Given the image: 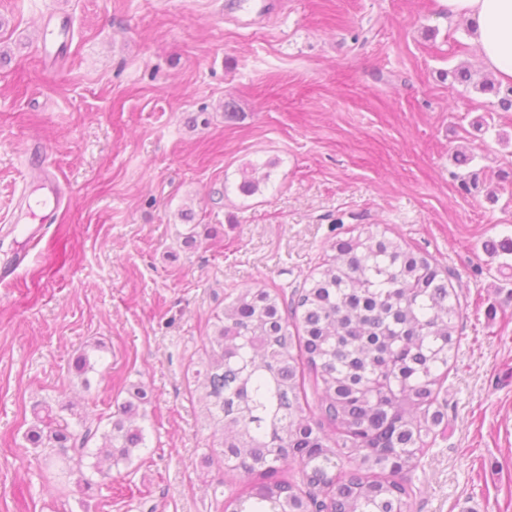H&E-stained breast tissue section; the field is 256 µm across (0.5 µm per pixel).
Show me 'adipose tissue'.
Returning a JSON list of instances; mask_svg holds the SVG:
<instances>
[{
  "instance_id": "ef3b65f1",
  "label": "adipose tissue",
  "mask_w": 512,
  "mask_h": 512,
  "mask_svg": "<svg viewBox=\"0 0 512 512\" xmlns=\"http://www.w3.org/2000/svg\"><path fill=\"white\" fill-rule=\"evenodd\" d=\"M449 18L467 19L485 69L512 83V0H440Z\"/></svg>"
}]
</instances>
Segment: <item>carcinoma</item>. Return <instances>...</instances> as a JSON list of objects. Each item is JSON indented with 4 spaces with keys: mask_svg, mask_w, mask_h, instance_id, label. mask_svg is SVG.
Wrapping results in <instances>:
<instances>
[{
    "mask_svg": "<svg viewBox=\"0 0 512 512\" xmlns=\"http://www.w3.org/2000/svg\"><path fill=\"white\" fill-rule=\"evenodd\" d=\"M479 90L512 109V86ZM332 249L288 303L267 288L239 289L194 363L211 420L204 464L217 456L246 485L228 500L232 512H404L407 475L444 422L437 401L460 317L448 277L427 255L371 231ZM73 369L89 385L88 353ZM146 396L134 388L93 453L98 428L83 419L70 427L64 403L45 407L26 440L60 449L70 473L87 457L95 470L116 466L144 445L135 418Z\"/></svg>",
    "mask_w": 512,
    "mask_h": 512,
    "instance_id": "carcinoma-1",
    "label": "carcinoma"
}]
</instances>
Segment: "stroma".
<instances>
[{
  "instance_id": "35a3bbf8",
  "label": "stroma",
  "mask_w": 512,
  "mask_h": 512,
  "mask_svg": "<svg viewBox=\"0 0 512 512\" xmlns=\"http://www.w3.org/2000/svg\"><path fill=\"white\" fill-rule=\"evenodd\" d=\"M233 2L0 0V263L26 256L0 281V512H225L243 485L202 462L192 363L237 289L291 298L363 228L427 254L462 307L406 512H512V255L485 248L512 238V111L474 89L466 22L438 0ZM51 14L72 25L56 58ZM460 65L472 85L446 80ZM43 172L65 197L46 223ZM135 386L145 445L94 494L25 439L43 404L106 418Z\"/></svg>"
}]
</instances>
